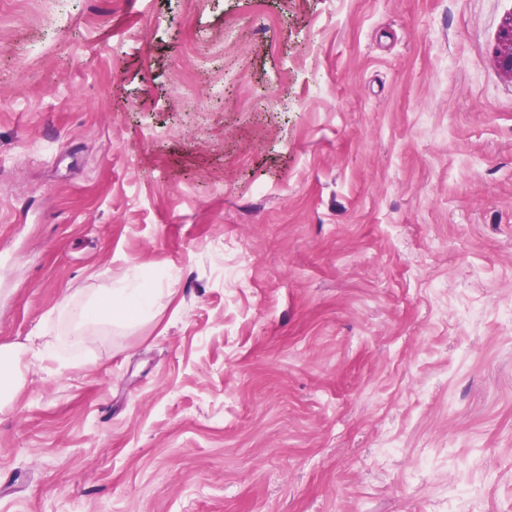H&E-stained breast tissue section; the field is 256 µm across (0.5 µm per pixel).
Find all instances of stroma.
<instances>
[{
    "mask_svg": "<svg viewBox=\"0 0 512 512\" xmlns=\"http://www.w3.org/2000/svg\"><path fill=\"white\" fill-rule=\"evenodd\" d=\"M510 16L0 0V512H512ZM497 55L501 70L512 79V16L505 21L500 33ZM163 296V288L156 281L143 275L130 282L109 288L105 296L90 301L70 311L71 322L76 328L128 321L151 314ZM13 354L7 347H0L1 376L0 390L1 401L11 398L17 389L18 383L14 380V368L11 366ZM4 390V391H2Z\"/></svg>",
    "mask_w": 512,
    "mask_h": 512,
    "instance_id": "stroma-1",
    "label": "stroma"
}]
</instances>
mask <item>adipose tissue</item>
I'll list each match as a JSON object with an SVG mask.
<instances>
[{
	"label": "adipose tissue",
	"mask_w": 512,
	"mask_h": 512,
	"mask_svg": "<svg viewBox=\"0 0 512 512\" xmlns=\"http://www.w3.org/2000/svg\"><path fill=\"white\" fill-rule=\"evenodd\" d=\"M163 296L162 288L148 276L118 284L100 299L74 308L70 313L74 327L117 323L144 317L153 311Z\"/></svg>",
	"instance_id": "obj_1"
}]
</instances>
